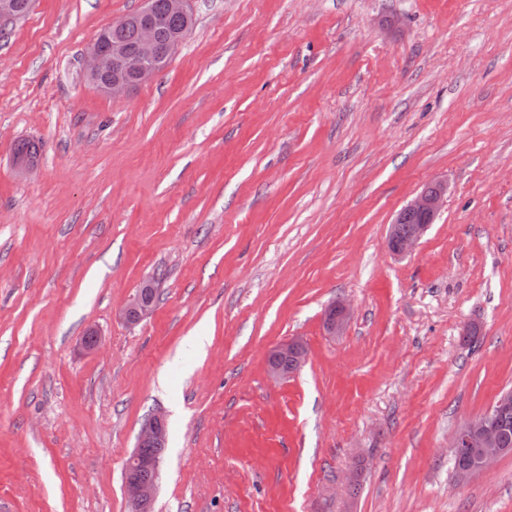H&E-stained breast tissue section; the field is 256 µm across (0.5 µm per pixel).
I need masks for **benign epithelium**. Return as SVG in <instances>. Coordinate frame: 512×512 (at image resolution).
Returning <instances> with one entry per match:
<instances>
[{
    "label": "benign epithelium",
    "mask_w": 512,
    "mask_h": 512,
    "mask_svg": "<svg viewBox=\"0 0 512 512\" xmlns=\"http://www.w3.org/2000/svg\"><path fill=\"white\" fill-rule=\"evenodd\" d=\"M137 33L138 40L135 50L131 51L119 42L113 41L104 49L99 45L91 46L86 56V74L90 83L97 89L114 97L130 92L138 85L154 79L159 69L181 45L186 33H181L164 48L160 47L157 30L161 24L151 11V0H145V6L139 11ZM448 194V184L443 181L432 182L423 192L408 202L397 214L390 225L387 244L397 254H405L419 243L425 235ZM412 214L422 219V224L414 233L396 236L399 224L404 216ZM157 295V279L149 277L138 286L135 294L125 303L120 311L123 319L137 323L148 318L153 312ZM351 309L344 301L333 304L325 313V327L329 335L334 336L343 331ZM275 352L290 356L294 360V370H299L306 361L307 351L303 343L297 339L279 344ZM512 408V389L499 394L492 408L479 417L466 420L453 431L449 451L454 456H461L476 449V461L473 469L459 473L458 480L464 481L473 475L488 470L500 456L512 450L502 447L500 429L491 418L492 410ZM167 436L164 416L154 414L142 424L137 436L135 449L127 463L136 467L159 470L160 460L146 457L142 450L160 443ZM159 479L133 481L125 483V495L129 512H151L158 491Z\"/></svg>",
    "instance_id": "benign-epithelium-1"
}]
</instances>
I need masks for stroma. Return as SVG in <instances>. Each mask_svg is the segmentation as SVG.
<instances>
[{"mask_svg":"<svg viewBox=\"0 0 512 512\" xmlns=\"http://www.w3.org/2000/svg\"><path fill=\"white\" fill-rule=\"evenodd\" d=\"M143 6L33 0L0 31V512H127L154 412L156 512H512V454L459 483L448 452L512 388V0H190L158 75L104 94L86 52ZM447 194V182L434 181L423 192L408 202L398 212L394 222L390 225L387 237L389 249L397 254H405L412 251L425 235L431 224L434 223ZM407 214L416 215L422 219L423 224H419L418 230L414 233L411 232L414 231L418 222L410 217L406 224H403L404 216ZM399 224L400 235L406 236L396 237L395 233ZM156 295L157 279L155 277L144 279L135 294L122 307L120 315L130 323L148 318L153 312ZM351 309L349 304L344 301L334 303L325 313V327L329 335L335 336L336 333L343 331L349 317ZM167 436L166 421L161 414H154L148 417L142 424L137 436L135 449L127 459V464L134 467L140 466L153 468L157 476L153 480H147L152 477L151 471L147 469H132L125 471V495L130 512H149L155 502L158 484L160 460L152 459L146 456L158 457L161 459L165 450V444H159L154 448H148L163 442ZM143 453L146 455L144 456ZM146 480L133 481L130 480Z\"/></svg>","mask_w":512,"mask_h":512,"instance_id":"stroma-1","label":"stroma"}]
</instances>
